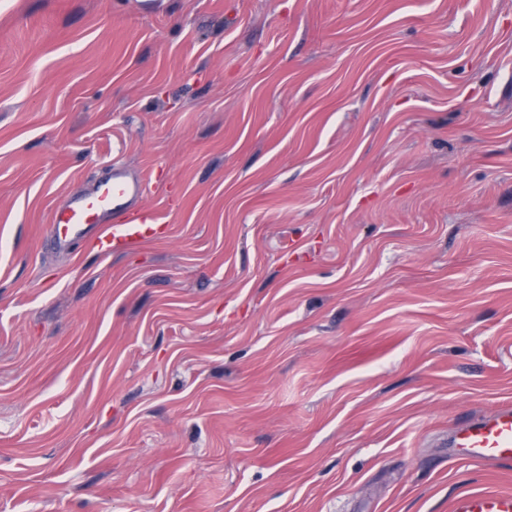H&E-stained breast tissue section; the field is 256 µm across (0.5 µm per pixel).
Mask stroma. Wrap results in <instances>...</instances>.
Listing matches in <instances>:
<instances>
[{
  "mask_svg": "<svg viewBox=\"0 0 512 512\" xmlns=\"http://www.w3.org/2000/svg\"><path fill=\"white\" fill-rule=\"evenodd\" d=\"M506 404L512 0H0V512H449ZM145 184L131 178L120 167H112V176L99 183L92 192L70 198L55 208L53 246L68 250L75 240L90 239L103 257L126 251L151 240L160 224L158 214L137 205ZM112 211L113 224H99L102 214ZM448 448L453 456L475 463L512 466V405L459 422Z\"/></svg>",
  "mask_w": 512,
  "mask_h": 512,
  "instance_id": "obj_1",
  "label": "stroma"
}]
</instances>
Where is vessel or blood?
Wrapping results in <instances>:
<instances>
[{
  "mask_svg": "<svg viewBox=\"0 0 512 512\" xmlns=\"http://www.w3.org/2000/svg\"><path fill=\"white\" fill-rule=\"evenodd\" d=\"M145 184L113 167L109 179L92 192L70 198L55 208L53 246L68 249L73 241L91 240L103 257L126 251L157 233L158 215L140 207ZM112 213L113 223H101L104 213ZM453 456L475 463L512 466V405L496 412L459 422L449 439ZM449 512H512V492L474 491L452 499Z\"/></svg>",
  "mask_w": 512,
  "mask_h": 512,
  "instance_id": "b4317fda",
  "label": "vessel or blood"
}]
</instances>
